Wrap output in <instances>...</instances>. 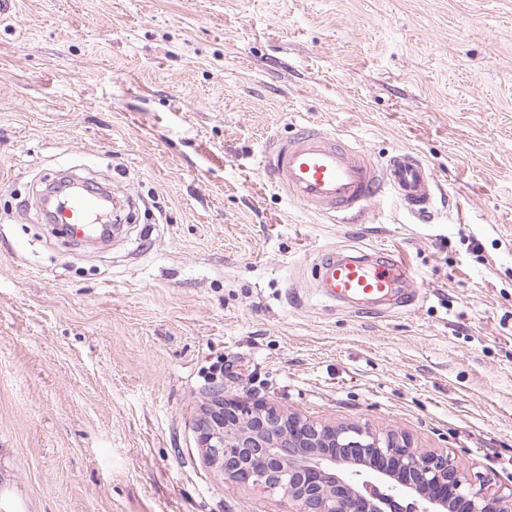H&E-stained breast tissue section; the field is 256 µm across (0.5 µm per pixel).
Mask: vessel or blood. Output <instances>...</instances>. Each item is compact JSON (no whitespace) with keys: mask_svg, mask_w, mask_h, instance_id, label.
I'll use <instances>...</instances> for the list:
<instances>
[{"mask_svg":"<svg viewBox=\"0 0 512 512\" xmlns=\"http://www.w3.org/2000/svg\"><path fill=\"white\" fill-rule=\"evenodd\" d=\"M271 184L288 201L306 210L352 221L384 194H393L416 218L428 215L438 188L433 173L413 151L398 150L377 162L363 148L310 124L297 125L271 141L263 160ZM98 189L79 197H61L51 221L73 236L89 235L88 221L97 208ZM412 273L405 262L384 255L376 264L325 255L320 262L323 295L342 303L392 305L403 300L402 285Z\"/></svg>","mask_w":512,"mask_h":512,"instance_id":"b4317fda","label":"vessel or blood"}]
</instances>
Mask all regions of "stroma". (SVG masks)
I'll use <instances>...</instances> for the list:
<instances>
[{
  "mask_svg": "<svg viewBox=\"0 0 512 512\" xmlns=\"http://www.w3.org/2000/svg\"><path fill=\"white\" fill-rule=\"evenodd\" d=\"M0 13V486L25 512H290L226 483L216 387L409 434L512 485V0H9ZM308 122L411 150L446 203L359 221L285 199ZM132 201L92 246L36 198ZM399 254L403 306L323 298V253Z\"/></svg>",
  "mask_w": 512,
  "mask_h": 512,
  "instance_id": "obj_1",
  "label": "stroma"
}]
</instances>
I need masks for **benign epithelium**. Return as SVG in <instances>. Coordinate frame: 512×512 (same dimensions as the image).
Returning a JSON list of instances; mask_svg holds the SVG:
<instances>
[{"label": "benign epithelium", "instance_id": "1", "mask_svg": "<svg viewBox=\"0 0 512 512\" xmlns=\"http://www.w3.org/2000/svg\"><path fill=\"white\" fill-rule=\"evenodd\" d=\"M196 429L225 481L282 493L296 512H512V487L492 489L394 430L318 425L222 389Z\"/></svg>", "mask_w": 512, "mask_h": 512}]
</instances>
